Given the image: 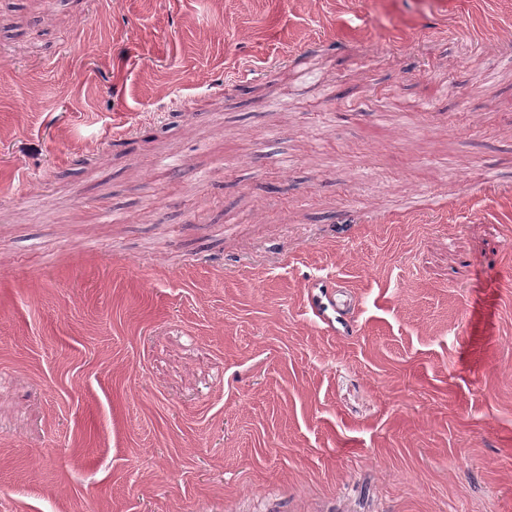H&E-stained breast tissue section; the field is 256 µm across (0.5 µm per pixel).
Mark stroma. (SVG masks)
<instances>
[{
  "label": "stroma",
  "mask_w": 512,
  "mask_h": 512,
  "mask_svg": "<svg viewBox=\"0 0 512 512\" xmlns=\"http://www.w3.org/2000/svg\"><path fill=\"white\" fill-rule=\"evenodd\" d=\"M0 512H512V0L0 10ZM310 308L313 314L332 332L338 331L336 324L343 325L345 312L351 302L342 286L328 279H315L311 285Z\"/></svg>",
  "instance_id": "1"
}]
</instances>
